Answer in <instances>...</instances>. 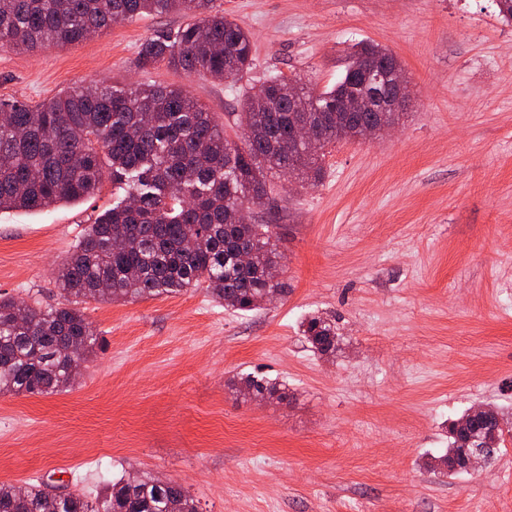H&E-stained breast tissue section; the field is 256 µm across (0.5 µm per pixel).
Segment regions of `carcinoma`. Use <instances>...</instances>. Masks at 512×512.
Returning a JSON list of instances; mask_svg holds the SVG:
<instances>
[{
	"label": "carcinoma",
	"instance_id": "carcinoma-1",
	"mask_svg": "<svg viewBox=\"0 0 512 512\" xmlns=\"http://www.w3.org/2000/svg\"><path fill=\"white\" fill-rule=\"evenodd\" d=\"M213 0H0V48L31 51L86 40L119 21L144 13L181 12L191 21L175 33L146 39L135 60L142 69L165 64L211 78H243L251 69L247 31L210 6ZM369 54L394 61L388 50L359 43L336 84L288 100L278 76L245 95L234 125L247 149L224 138L207 107L176 86L122 90L101 83L61 92L39 104H0V211L41 210L95 194L105 170L123 181L126 196L86 230L55 272L68 304L35 307L0 297V394L47 395L75 381L72 364L85 363L98 336L77 304L89 299L136 301L202 287L218 303L252 311L281 285L267 270L281 258L263 224H248L236 205H260L266 179L286 174L316 182L323 150L350 138L341 112L353 92L373 102L391 97L382 81L354 78ZM308 118L321 131L311 150L296 143L292 128ZM400 113L360 112L370 124ZM249 251L243 263L238 254ZM314 353L334 356L341 336L336 321L314 314L302 324ZM235 389L288 401L286 385L241 374ZM490 408L473 431L458 417L448 424V448L438 457L449 469L460 441L475 432L499 456L505 428ZM0 512H199L180 484L143 474L102 485L94 495L66 493L49 503L46 489L0 484Z\"/></svg>",
	"mask_w": 512,
	"mask_h": 512
}]
</instances>
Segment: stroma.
I'll return each instance as SVG.
<instances>
[{
	"mask_svg": "<svg viewBox=\"0 0 512 512\" xmlns=\"http://www.w3.org/2000/svg\"><path fill=\"white\" fill-rule=\"evenodd\" d=\"M254 44L243 79L135 66L180 12L112 24L63 48L0 50V102L107 83L185 87L236 146L231 113L269 73L332 87L352 45L400 61L394 128L328 146L316 185L267 178L285 292L243 312L205 290L80 306L100 344L73 386L0 396V483L95 491L147 472L200 512H512V436L476 473L427 467L482 403L512 419V23L495 0H215ZM124 189L0 212V295L64 304L54 273ZM335 319V357L302 321ZM257 372L288 400L231 383Z\"/></svg>",
	"mask_w": 512,
	"mask_h": 512,
	"instance_id": "stroma-1",
	"label": "stroma"
}]
</instances>
